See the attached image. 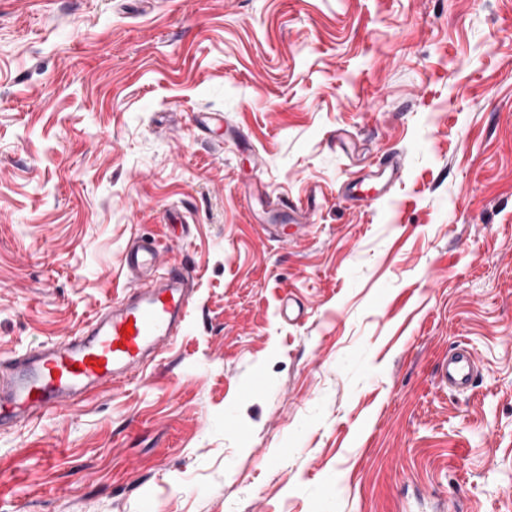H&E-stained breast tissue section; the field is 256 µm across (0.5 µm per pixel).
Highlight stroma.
I'll list each match as a JSON object with an SVG mask.
<instances>
[{
  "label": "stroma",
  "mask_w": 512,
  "mask_h": 512,
  "mask_svg": "<svg viewBox=\"0 0 512 512\" xmlns=\"http://www.w3.org/2000/svg\"><path fill=\"white\" fill-rule=\"evenodd\" d=\"M138 236L184 329L0 430V512H512V0H0V363ZM477 374V362L471 349L465 346H456L448 357L438 364L435 378L442 387L449 391H468Z\"/></svg>",
  "instance_id": "1"
}]
</instances>
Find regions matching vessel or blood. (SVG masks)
<instances>
[{
    "instance_id": "obj_1",
    "label": "vessel or blood",
    "mask_w": 512,
    "mask_h": 512,
    "mask_svg": "<svg viewBox=\"0 0 512 512\" xmlns=\"http://www.w3.org/2000/svg\"><path fill=\"white\" fill-rule=\"evenodd\" d=\"M158 255L157 248L130 245L125 265L148 272ZM189 306V276L173 264L161 282L139 283L127 300L107 306L77 335L14 358L0 368V427L24 423L143 372L179 335ZM476 373L472 350L458 346L438 364L435 378L450 391L465 392Z\"/></svg>"
}]
</instances>
